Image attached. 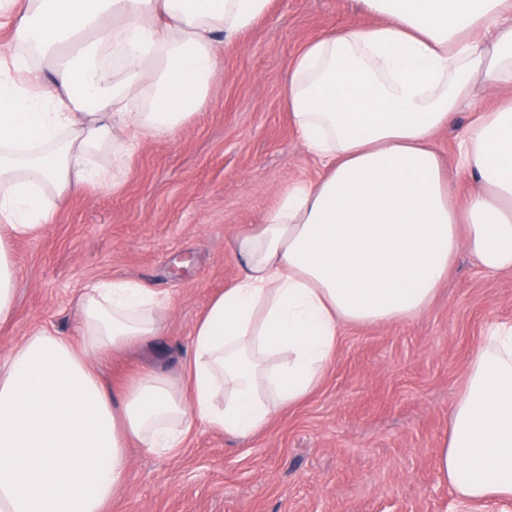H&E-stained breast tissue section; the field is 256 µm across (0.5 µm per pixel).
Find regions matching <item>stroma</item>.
<instances>
[{
	"instance_id": "35a3bbf8",
	"label": "stroma",
	"mask_w": 512,
	"mask_h": 512,
	"mask_svg": "<svg viewBox=\"0 0 512 512\" xmlns=\"http://www.w3.org/2000/svg\"><path fill=\"white\" fill-rule=\"evenodd\" d=\"M355 0H269L219 59L208 103L174 135L136 137L115 185L88 187L12 242L14 310L0 362L34 332L76 333V300L103 278L167 295L161 337L98 373L114 395L136 377H181L191 333L240 273L231 243L288 185L321 174L292 127L284 89L311 39L367 25ZM512 321V273L460 254L430 308L398 324L350 325L321 385L247 440L196 426L175 455L130 443V477L108 512H512L464 503L438 472L441 437L488 328Z\"/></svg>"
}]
</instances>
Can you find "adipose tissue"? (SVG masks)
<instances>
[{"mask_svg": "<svg viewBox=\"0 0 512 512\" xmlns=\"http://www.w3.org/2000/svg\"><path fill=\"white\" fill-rule=\"evenodd\" d=\"M377 22L294 59L291 120L322 176L289 184L233 243L241 272L193 328L183 383L140 375L121 398L93 362L156 340L169 300L135 279L76 302L77 336L39 331L0 364V512H106L126 448L176 453L193 425L247 439L310 395L347 325L421 315L460 251L512 271V0H361ZM268 0H0V321L18 276L8 239L125 163L115 132L170 135L206 105L220 50ZM499 106L458 122L477 87ZM457 131L455 168L435 135ZM471 189L453 192V172ZM467 501L512 498V323L475 352L441 439Z\"/></svg>", "mask_w": 512, "mask_h": 512, "instance_id": "obj_1", "label": "adipose tissue"}]
</instances>
